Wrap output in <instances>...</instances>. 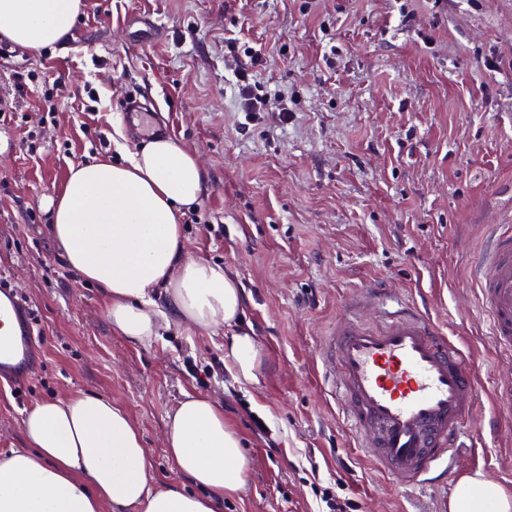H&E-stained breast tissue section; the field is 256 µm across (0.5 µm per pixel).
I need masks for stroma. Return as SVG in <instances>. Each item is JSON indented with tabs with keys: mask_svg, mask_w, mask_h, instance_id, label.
Here are the masks:
<instances>
[{
	"mask_svg": "<svg viewBox=\"0 0 512 512\" xmlns=\"http://www.w3.org/2000/svg\"><path fill=\"white\" fill-rule=\"evenodd\" d=\"M70 36L65 59L0 40V278L38 330L32 373L0 380V455L23 447L35 401L96 392L129 411L156 483L188 489L166 453L167 418L201 393L250 460L221 512H318L315 481L359 512H444L452 488L396 485L323 393L320 337L344 302L379 290L417 302L473 355L481 413L498 425L473 427L467 472L512 492V411L495 395L512 359L493 348L468 278L484 225L512 224V0H84ZM233 42L257 51L253 79L287 121L241 112ZM131 96L206 173L205 223L185 225L183 257L240 281L259 385L226 371L230 328L175 320L148 345L113 334L99 289L52 239L47 201L71 166L114 157L118 126L142 143L120 111Z\"/></svg>",
	"mask_w": 512,
	"mask_h": 512,
	"instance_id": "1",
	"label": "stroma"
}]
</instances>
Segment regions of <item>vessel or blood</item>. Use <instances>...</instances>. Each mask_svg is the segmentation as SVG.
Segmentation results:
<instances>
[{
  "mask_svg": "<svg viewBox=\"0 0 512 512\" xmlns=\"http://www.w3.org/2000/svg\"><path fill=\"white\" fill-rule=\"evenodd\" d=\"M140 134H168L140 101L123 105ZM491 341L512 353V225L493 227L474 270ZM360 301L345 303L317 355L325 389L357 448L404 488L447 482L479 421L478 375L469 356L414 303L385 307L365 322ZM36 337L29 309L10 284L0 285V375L30 372Z\"/></svg>",
  "mask_w": 512,
  "mask_h": 512,
  "instance_id": "vessel-or-blood-1",
  "label": "vessel or blood"
}]
</instances>
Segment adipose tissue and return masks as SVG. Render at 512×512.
<instances>
[{
  "label": "adipose tissue",
  "mask_w": 512,
  "mask_h": 512,
  "mask_svg": "<svg viewBox=\"0 0 512 512\" xmlns=\"http://www.w3.org/2000/svg\"><path fill=\"white\" fill-rule=\"evenodd\" d=\"M84 0H0V38L30 51L66 36ZM123 162L71 166L49 202L54 241L66 264L106 298L114 334L148 344L170 319L201 331L232 327L224 362L235 381L258 385L261 351L241 328L243 289L222 265L183 260L180 222L205 188L197 158L159 137L140 148L116 142ZM166 295L168 309L157 305ZM24 445L0 456V512H216L245 484L250 462L224 409L185 395L168 416L167 451L195 491L157 488L143 438L111 398L77 393L36 402L22 421ZM448 512H512V495L475 474L461 478Z\"/></svg>",
  "instance_id": "adipose-tissue-1"
}]
</instances>
